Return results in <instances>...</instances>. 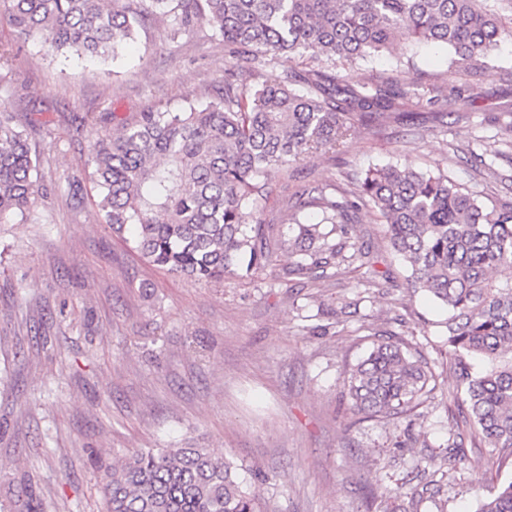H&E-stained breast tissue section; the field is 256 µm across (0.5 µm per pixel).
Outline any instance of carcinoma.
<instances>
[{"label":"carcinoma","mask_w":512,"mask_h":512,"mask_svg":"<svg viewBox=\"0 0 512 512\" xmlns=\"http://www.w3.org/2000/svg\"><path fill=\"white\" fill-rule=\"evenodd\" d=\"M170 37L205 21L230 56L266 71L255 87L224 84L202 109L141 112L119 119L90 145L92 181L112 234L169 273L220 283L249 278L276 253L294 262L282 276L309 282L364 262L354 218L386 225L413 291L448 309L450 369L467 405L473 440L512 450V201L483 203L448 175L389 165L368 168L341 199L325 184L286 205L292 235L246 223L272 173L313 150L338 149L357 126L404 121L412 82L351 84L336 71L397 43L437 44L465 71L495 56L512 31V0H0V23L17 39L41 40L44 55L106 60L151 11L169 15ZM284 53L317 66L267 72ZM36 164L26 130L0 107V224L36 222ZM435 374L395 334L349 368L344 389L369 417L401 415L429 392ZM107 512H262L237 466L207 448H152L103 477ZM476 512H512V481Z\"/></svg>","instance_id":"1"}]
</instances>
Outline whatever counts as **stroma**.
<instances>
[{
    "label": "stroma",
    "instance_id": "stroma-1",
    "mask_svg": "<svg viewBox=\"0 0 512 512\" xmlns=\"http://www.w3.org/2000/svg\"><path fill=\"white\" fill-rule=\"evenodd\" d=\"M153 15L115 61L49 62L39 40L0 27V105L39 157L36 223L0 224V512L32 488L43 512H104L107 468L135 451L197 444L241 467L264 512H474L512 480V457L471 442L456 405L445 307L407 285L385 227L360 214L364 272L304 286L289 263L214 284L154 267L112 234L91 180L89 146L113 113L205 107L226 79L255 83L210 26L179 38ZM437 86L414 117L341 153L316 152L272 179L255 213L280 224L284 202L317 184L345 188L372 166L442 169L479 200L512 197V38L487 69L452 67L430 45L397 46L348 72ZM475 101L448 96L466 86ZM441 120H432V113ZM383 281L366 292L363 276ZM390 332L435 374L410 415L369 418L344 392L348 365ZM461 457L449 461V441Z\"/></svg>",
    "mask_w": 512,
    "mask_h": 512
}]
</instances>
